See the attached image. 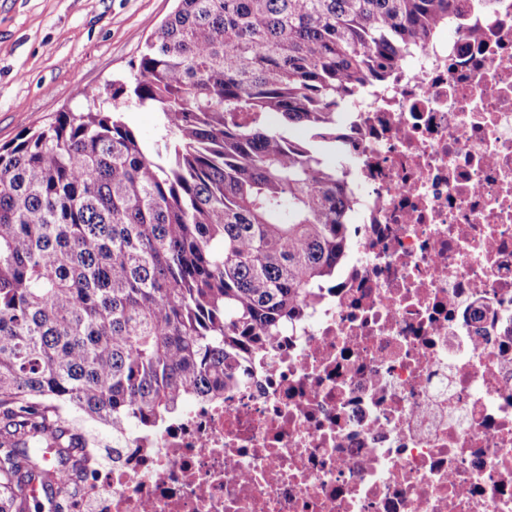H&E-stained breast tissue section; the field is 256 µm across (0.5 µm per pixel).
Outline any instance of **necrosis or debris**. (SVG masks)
Wrapping results in <instances>:
<instances>
[{"instance_id": "4bbe7bcc", "label": "necrosis or debris", "mask_w": 512, "mask_h": 512, "mask_svg": "<svg viewBox=\"0 0 512 512\" xmlns=\"http://www.w3.org/2000/svg\"><path fill=\"white\" fill-rule=\"evenodd\" d=\"M469 5L337 117L335 291L84 469L86 512H512V0Z\"/></svg>"}]
</instances>
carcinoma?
Masks as SVG:
<instances>
[{"instance_id":"cac0c4a2","label":"carcinoma","mask_w":512,"mask_h":512,"mask_svg":"<svg viewBox=\"0 0 512 512\" xmlns=\"http://www.w3.org/2000/svg\"><path fill=\"white\" fill-rule=\"evenodd\" d=\"M456 5L178 0L132 88L0 147V512L68 499L93 443L70 413L107 428L110 460L130 423L224 397L245 352L336 286L353 206L322 159L336 109ZM124 95L161 117L152 154Z\"/></svg>"}]
</instances>
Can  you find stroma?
<instances>
[{
    "label": "stroma",
    "instance_id": "stroma-1",
    "mask_svg": "<svg viewBox=\"0 0 512 512\" xmlns=\"http://www.w3.org/2000/svg\"><path fill=\"white\" fill-rule=\"evenodd\" d=\"M175 0H0V146L131 80Z\"/></svg>",
    "mask_w": 512,
    "mask_h": 512
}]
</instances>
